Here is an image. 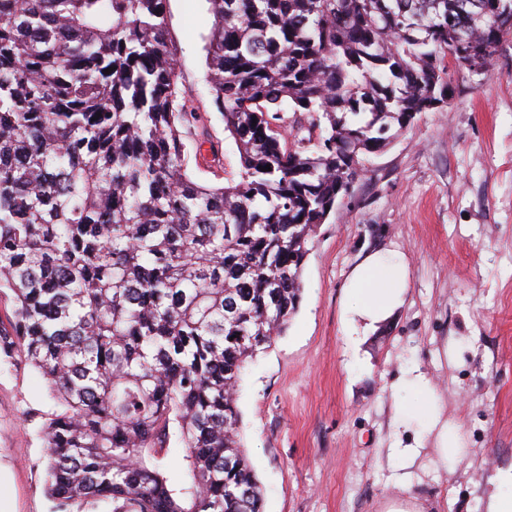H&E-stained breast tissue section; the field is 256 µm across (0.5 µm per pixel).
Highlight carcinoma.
Segmentation results:
<instances>
[{
  "label": "carcinoma",
  "instance_id": "obj_1",
  "mask_svg": "<svg viewBox=\"0 0 512 512\" xmlns=\"http://www.w3.org/2000/svg\"><path fill=\"white\" fill-rule=\"evenodd\" d=\"M208 2L237 149L219 186L184 168L203 116L165 0H0V352L62 406L42 427L55 512H262L237 394L299 306L315 229L512 35V0ZM286 112L307 135L286 141Z\"/></svg>",
  "mask_w": 512,
  "mask_h": 512
}]
</instances>
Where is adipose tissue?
Here are the masks:
<instances>
[{
  "label": "adipose tissue",
  "mask_w": 512,
  "mask_h": 512,
  "mask_svg": "<svg viewBox=\"0 0 512 512\" xmlns=\"http://www.w3.org/2000/svg\"><path fill=\"white\" fill-rule=\"evenodd\" d=\"M408 273L402 256L395 251L367 254L352 270L344 286L345 322L349 329L370 330L390 318L405 298ZM404 386L422 391L421 402L407 409L408 417L418 421L423 432L433 435L434 452L441 463L453 462L458 454L448 437L435 408L433 395L428 394L422 375L404 379Z\"/></svg>",
  "instance_id": "adipose-tissue-1"
}]
</instances>
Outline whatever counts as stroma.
Here are the masks:
<instances>
[{"label":"stroma","instance_id":"obj_1","mask_svg":"<svg viewBox=\"0 0 512 512\" xmlns=\"http://www.w3.org/2000/svg\"><path fill=\"white\" fill-rule=\"evenodd\" d=\"M165 10L182 80L235 165L206 82L208 0ZM452 86L449 105L417 116L338 199L309 246L297 311L244 370L240 429L263 512H384L398 497L485 512L490 479L512 469V37L488 71ZM375 250L402 255L405 302L351 337L343 286ZM413 368L457 437L448 468L425 455L405 469L396 453L419 436L394 394ZM56 409L23 353L0 365V512H54L40 430Z\"/></svg>","mask_w":512,"mask_h":512}]
</instances>
